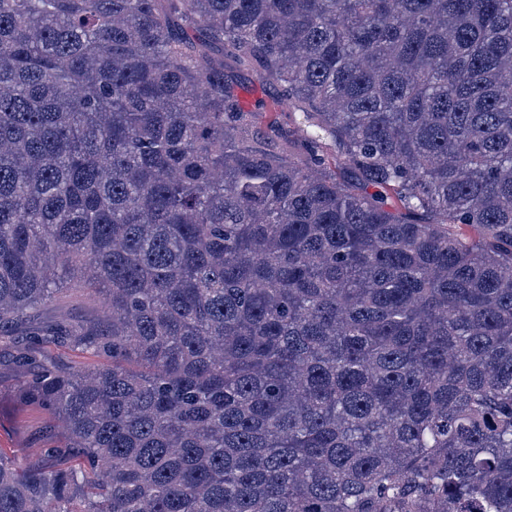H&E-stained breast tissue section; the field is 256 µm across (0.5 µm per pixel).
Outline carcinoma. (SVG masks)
I'll list each match as a JSON object with an SVG mask.
<instances>
[{"instance_id": "cac0c4a2", "label": "carcinoma", "mask_w": 512, "mask_h": 512, "mask_svg": "<svg viewBox=\"0 0 512 512\" xmlns=\"http://www.w3.org/2000/svg\"><path fill=\"white\" fill-rule=\"evenodd\" d=\"M74 283L0 512H512V0H0V340ZM232 74L236 92L241 103L256 112V126L264 129L268 123L276 121L284 129H293L298 120L297 114L277 107L279 89L270 82H260L246 66L233 65ZM98 304L94 305L90 301L82 288H73L56 302L41 307L34 312L27 320L28 325H38L56 321L78 322L91 318Z\"/></svg>"}]
</instances>
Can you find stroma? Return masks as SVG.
<instances>
[{
    "label": "stroma",
    "instance_id": "stroma-1",
    "mask_svg": "<svg viewBox=\"0 0 512 512\" xmlns=\"http://www.w3.org/2000/svg\"><path fill=\"white\" fill-rule=\"evenodd\" d=\"M232 74L241 103L255 112L258 127L277 122L284 129L294 128L297 114L278 107V88L269 82L259 81L251 69L233 66ZM95 305L83 289L75 288L56 302L34 312L29 322L33 325L56 321L78 322L91 318ZM21 350L31 353L27 370H19L14 355ZM97 357L90 353L59 346L38 343L30 339L24 327L10 331V337L0 342V457L12 460L18 468L35 470L50 465V458L43 449L49 439L46 430L51 416L41 407L28 403L19 395L22 383L37 374L43 367L68 372L97 364Z\"/></svg>",
    "mask_w": 512,
    "mask_h": 512
}]
</instances>
